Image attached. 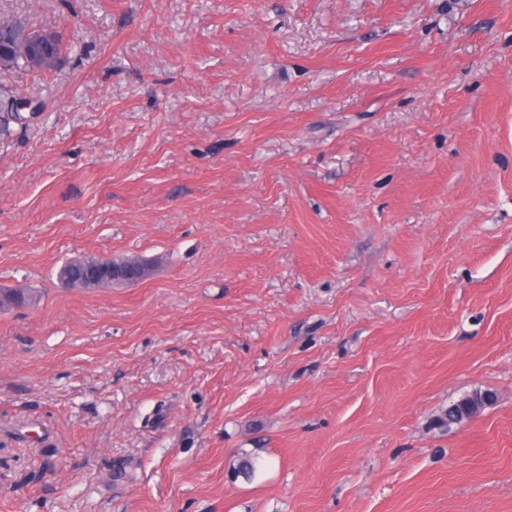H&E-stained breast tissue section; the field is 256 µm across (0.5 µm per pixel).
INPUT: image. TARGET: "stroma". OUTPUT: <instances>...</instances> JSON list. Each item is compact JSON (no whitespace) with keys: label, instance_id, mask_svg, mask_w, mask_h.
Instances as JSON below:
<instances>
[{"label":"stroma","instance_id":"1","mask_svg":"<svg viewBox=\"0 0 512 512\" xmlns=\"http://www.w3.org/2000/svg\"><path fill=\"white\" fill-rule=\"evenodd\" d=\"M0 16V512H512V0ZM20 39V35L18 34H15L14 35V38H13V44L11 45V48L9 49V51L7 52L5 58L3 61H1V58H0V71H13V70H27V71H45V70H50L52 68H54L55 66L53 67H50L48 69H42V68H31L30 66V62H29V56H28V51L24 52V51H17L15 52V48L18 47V45L16 43H14V41H17ZM3 66V68H2ZM94 257L92 261L85 267V269H82V271L85 273V276L89 278H108L109 280L116 281L118 279H121L123 282H129L133 280H137L136 278H122L120 274L116 275V271L114 268H112L113 265H121L125 262H128V257L121 256V257H114L111 261V256L104 257V256H90ZM482 393L479 389H474L471 393L465 395L458 401L453 402L445 408H442L437 415L432 419L431 425L434 428L445 430L452 425L467 420L464 415L467 412L468 405L472 400V396Z\"/></svg>","mask_w":512,"mask_h":512}]
</instances>
